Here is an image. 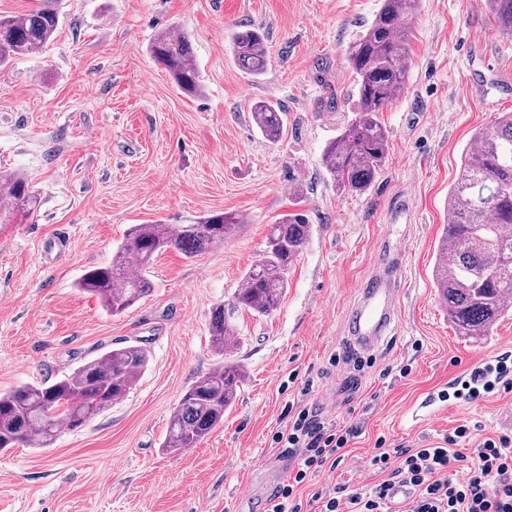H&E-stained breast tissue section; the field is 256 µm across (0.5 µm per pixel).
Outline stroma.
Here are the masks:
<instances>
[{
    "label": "stroma",
    "instance_id": "35a3bbf8",
    "mask_svg": "<svg viewBox=\"0 0 512 512\" xmlns=\"http://www.w3.org/2000/svg\"><path fill=\"white\" fill-rule=\"evenodd\" d=\"M381 0H63L54 38L0 65V170L26 174L38 204L0 223V392L52 382L106 351L141 345L148 364L121 400L47 448L0 451V512H240L254 470L279 464L272 434L288 404L362 433L311 494L370 488L378 438L428 448L460 425L461 447L512 437V391L447 411L408 434L400 412L489 346L456 336L433 269L448 190L472 134L512 113V35L486 0H421L404 93L382 114L391 150L363 194L337 189L322 151L354 116L347 57ZM187 31L204 93L184 96L150 57L154 35ZM262 27L269 64L245 73L235 32ZM485 44L470 49V34ZM278 106L287 134L252 119ZM301 200L312 237L268 315L233 318V361L246 379L224 422L196 447L167 451L169 417L213 371L212 310L228 303L266 249L271 224ZM238 213L236 233L188 259L175 248L149 268L151 295L121 314L80 292L133 224H190ZM397 234H389V225ZM71 244L60 252L58 233ZM405 243L397 327L376 351L345 352L343 315L360 282ZM253 120L259 131L272 143L280 142L285 135L283 112L265 102L253 108Z\"/></svg>",
    "mask_w": 512,
    "mask_h": 512
}]
</instances>
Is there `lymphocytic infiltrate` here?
I'll return each instance as SVG.
<instances>
[{
	"label": "lymphocytic infiltrate",
	"instance_id": "obj_1",
	"mask_svg": "<svg viewBox=\"0 0 512 512\" xmlns=\"http://www.w3.org/2000/svg\"><path fill=\"white\" fill-rule=\"evenodd\" d=\"M357 434L356 425L338 427L306 408L293 415L272 440L281 455L298 463L270 498L267 512H304L301 489L309 476L335 465ZM466 435V427H457L442 445L430 448H389L377 439L368 465L387 473V480L367 493L340 487L311 499L318 512H392L390 491L398 478L413 490L403 512H512V439H486L469 458L456 447ZM464 461L471 464L470 478L453 482L449 472Z\"/></svg>",
	"mask_w": 512,
	"mask_h": 512
}]
</instances>
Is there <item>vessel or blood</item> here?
I'll return each instance as SVG.
<instances>
[{"mask_svg": "<svg viewBox=\"0 0 512 512\" xmlns=\"http://www.w3.org/2000/svg\"><path fill=\"white\" fill-rule=\"evenodd\" d=\"M405 270L402 255H395L370 283L361 286L360 300L347 317L355 327L349 349L367 354L377 349L385 332L397 323L401 311ZM512 389V345L500 343L491 352L471 360L464 370L452 375L447 385L416 400L403 418L405 429L414 431L437 419L448 399L465 406L500 391Z\"/></svg>", "mask_w": 512, "mask_h": 512, "instance_id": "1", "label": "vessel or blood"}]
</instances>
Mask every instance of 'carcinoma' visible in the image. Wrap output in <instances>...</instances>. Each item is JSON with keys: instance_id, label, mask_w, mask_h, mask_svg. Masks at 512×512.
I'll return each instance as SVG.
<instances>
[{"instance_id": "1", "label": "carcinoma", "mask_w": 512, "mask_h": 512, "mask_svg": "<svg viewBox=\"0 0 512 512\" xmlns=\"http://www.w3.org/2000/svg\"><path fill=\"white\" fill-rule=\"evenodd\" d=\"M420 0H382L365 35L353 46L357 107L354 118L329 141L322 165L342 191L366 192L385 165L391 146L380 120L401 95L407 81L408 29ZM497 27L512 32V0H487ZM60 0H37L30 11L0 15V64L29 56L58 30ZM150 54L186 96L203 94L191 41L178 27L160 31ZM232 53L245 72L257 76L268 63L265 36L258 27L236 32ZM253 120L272 143L285 135L283 113L258 102ZM36 203L23 174H0V212ZM450 220L444 225L434 266L437 296L447 304L455 335L480 339L512 313V113L477 130L462 157V175L448 190ZM240 217L221 212L193 224H134L110 263L86 271L78 289L96 296L107 311L124 312L153 291L146 269L166 247L192 258L231 237ZM313 227L302 210L271 225L261 260L243 278L233 302L215 308L211 343L217 367L193 384L170 416L164 448H191L223 423L244 379L241 365L230 361L236 344L232 317L239 310L261 315L274 311L288 284V270L302 252ZM147 365L139 345L113 349L55 382L24 384L0 394V451L17 445L50 446L64 427L75 429L123 398Z\"/></svg>"}]
</instances>
